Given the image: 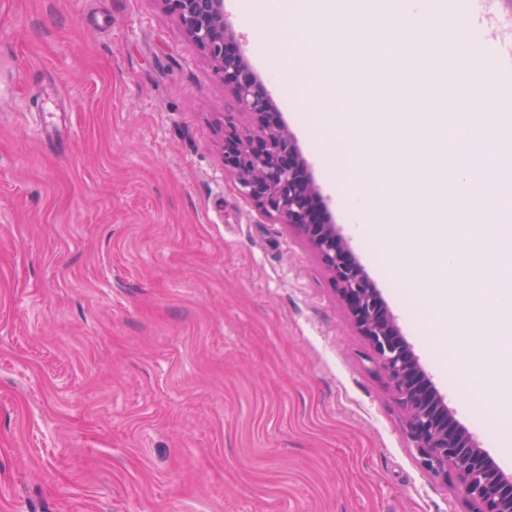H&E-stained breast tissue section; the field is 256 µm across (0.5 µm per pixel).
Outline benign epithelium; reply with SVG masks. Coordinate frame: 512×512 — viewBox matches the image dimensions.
I'll return each instance as SVG.
<instances>
[{"instance_id":"7a95c632","label":"benign epithelium","mask_w":512,"mask_h":512,"mask_svg":"<svg viewBox=\"0 0 512 512\" xmlns=\"http://www.w3.org/2000/svg\"><path fill=\"white\" fill-rule=\"evenodd\" d=\"M184 36L210 60L238 106L224 113V171L243 195L277 224L295 229L332 274L350 320L402 406L404 429L425 470L453 473L470 512H512V479L504 477L469 434L456 425L447 403L404 341L378 289L353 259L336 225L317 208V191L288 130L273 119L262 82L248 69L228 36L224 0H159Z\"/></svg>"}]
</instances>
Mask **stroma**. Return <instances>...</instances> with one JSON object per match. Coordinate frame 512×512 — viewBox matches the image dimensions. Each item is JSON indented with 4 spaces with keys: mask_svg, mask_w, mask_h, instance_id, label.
<instances>
[{
    "mask_svg": "<svg viewBox=\"0 0 512 512\" xmlns=\"http://www.w3.org/2000/svg\"><path fill=\"white\" fill-rule=\"evenodd\" d=\"M227 17L458 422L512 477L420 320L396 240L350 231L277 16ZM232 96L160 0H0V512H469L432 478L330 272L224 172Z\"/></svg>",
    "mask_w": 512,
    "mask_h": 512,
    "instance_id": "obj_1",
    "label": "stroma"
}]
</instances>
